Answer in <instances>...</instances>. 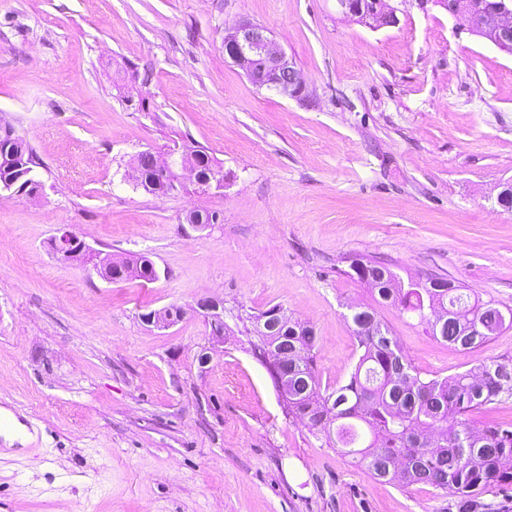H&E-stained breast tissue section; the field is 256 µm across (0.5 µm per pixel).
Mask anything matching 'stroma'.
I'll return each instance as SVG.
<instances>
[{"instance_id": "stroma-1", "label": "stroma", "mask_w": 512, "mask_h": 512, "mask_svg": "<svg viewBox=\"0 0 512 512\" xmlns=\"http://www.w3.org/2000/svg\"><path fill=\"white\" fill-rule=\"evenodd\" d=\"M371 28L336 0H0V124L33 149L41 196L0 194V512H458L428 486L352 464L289 414L255 350L283 306L319 336L321 389L375 308L422 377L512 361V328L471 351L377 304L359 255L512 309V57L435 5L395 0ZM264 26L305 86L253 85L224 31ZM133 65L126 105L117 65ZM194 141L223 189L158 196L137 155ZM217 214L193 230L187 212ZM147 255L148 283L57 258ZM224 301L223 341L197 310ZM175 305V326L144 313ZM209 355L200 364V355ZM60 232L52 240V248L57 256L63 260H73L86 252L88 247L76 232L68 229Z\"/></svg>"}]
</instances>
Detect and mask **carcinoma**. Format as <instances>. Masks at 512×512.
<instances>
[{
  "instance_id": "obj_1",
  "label": "carcinoma",
  "mask_w": 512,
  "mask_h": 512,
  "mask_svg": "<svg viewBox=\"0 0 512 512\" xmlns=\"http://www.w3.org/2000/svg\"><path fill=\"white\" fill-rule=\"evenodd\" d=\"M139 185L164 189L153 161H141ZM32 149L13 129L0 130V182L15 187L37 179ZM358 279L370 275L381 302L399 307L428 325L431 335L463 350L485 345L512 328V309L471 299L452 282L446 287L395 288L389 267L363 256L351 260ZM351 320L362 350L347 383L320 393L315 377L313 326L295 322L273 341L258 337L259 354L275 367L277 347L288 359V411L348 449L373 478L398 487L431 486L457 500L458 512H476L475 502L493 485L512 484V423L472 425L469 415L512 399V362L491 360L474 370L425 379L405 359L375 309L357 308Z\"/></svg>"
}]
</instances>
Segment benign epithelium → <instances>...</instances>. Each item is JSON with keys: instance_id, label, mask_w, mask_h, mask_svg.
<instances>
[{"instance_id": "obj_1", "label": "benign epithelium", "mask_w": 512, "mask_h": 512, "mask_svg": "<svg viewBox=\"0 0 512 512\" xmlns=\"http://www.w3.org/2000/svg\"><path fill=\"white\" fill-rule=\"evenodd\" d=\"M342 14L373 28L392 26L397 23L396 10L387 0H336ZM443 8L448 14L477 36L487 40L497 49L512 54V0H477L478 16L472 20V6L467 0H419ZM224 55L242 67L248 79L258 88H267L277 93L298 97L303 91L301 78L286 55L277 50L267 36V29L247 20L229 28L224 35ZM202 190L224 187V173L207 161L188 155L179 146L162 153L159 176L165 184L166 193L172 194L183 188L184 172ZM54 253L63 260H73L87 250L79 235L63 229L52 240ZM211 325L224 321V304L214 298H204L197 303ZM183 311L167 307L142 315V320L157 328H169L181 320ZM288 320L284 309L273 308L258 321V331L263 336L278 335V328Z\"/></svg>"}]
</instances>
